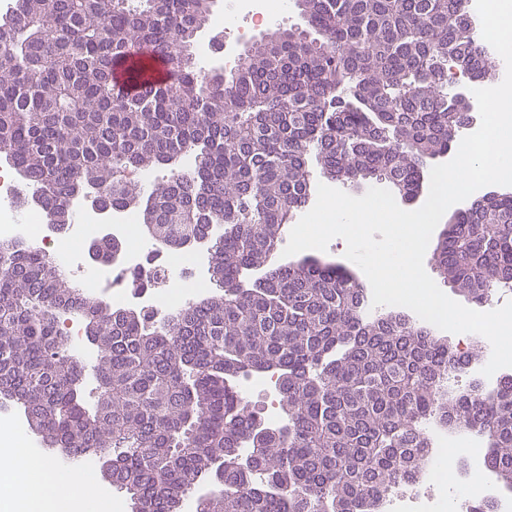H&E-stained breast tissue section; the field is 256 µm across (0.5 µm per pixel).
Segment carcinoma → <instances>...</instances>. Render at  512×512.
<instances>
[{
  "instance_id": "1",
  "label": "carcinoma",
  "mask_w": 512,
  "mask_h": 512,
  "mask_svg": "<svg viewBox=\"0 0 512 512\" xmlns=\"http://www.w3.org/2000/svg\"><path fill=\"white\" fill-rule=\"evenodd\" d=\"M297 4L308 29L257 41L224 77L194 57L209 0H17L0 22V155L46 219L65 230L80 193L137 204L155 242L185 255L210 241L216 285L149 325L34 244L0 243V399L52 447L97 459L140 512H181L205 482L198 512H384L389 487L420 474L432 423L483 438L512 491V375L455 391L470 361L427 323L367 317L364 286L336 264L268 266L312 199L309 156L344 184L413 192L475 120L454 68L479 87L499 55L461 28L469 0ZM186 152L195 165L179 170ZM154 167L172 176L147 194L126 177ZM124 251L96 241L102 262ZM432 260L479 306L512 291V194L459 212ZM72 313L92 365L62 334ZM259 374L276 376V423L243 394Z\"/></svg>"
}]
</instances>
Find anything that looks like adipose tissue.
I'll return each instance as SVG.
<instances>
[{"mask_svg": "<svg viewBox=\"0 0 512 512\" xmlns=\"http://www.w3.org/2000/svg\"><path fill=\"white\" fill-rule=\"evenodd\" d=\"M0 468L16 477V493L30 512H113L111 497L92 471L51 464L8 425L0 427Z\"/></svg>", "mask_w": 512, "mask_h": 512, "instance_id": "obj_1", "label": "adipose tissue"}]
</instances>
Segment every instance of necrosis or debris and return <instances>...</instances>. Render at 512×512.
<instances>
[{
    "mask_svg": "<svg viewBox=\"0 0 512 512\" xmlns=\"http://www.w3.org/2000/svg\"><path fill=\"white\" fill-rule=\"evenodd\" d=\"M26 188L21 184L13 168L0 167V242H33L43 251L60 261L62 269L76 275L81 285L91 287L99 300L107 305H136L157 318L166 317L172 309L191 304L207 288L205 278L194 272L195 260H185L181 268H174L163 250L148 242H140L137 248L128 251L119 264H92L85 250L66 249L67 241L84 238V227L88 224H134L138 221L135 209H104L89 204L86 199L76 198L71 206L81 222L60 233L49 227L47 222L23 224L20 214L34 216L40 213L37 203L21 206ZM141 271L146 284L139 291L131 290L128 275ZM434 443L427 460L424 482L396 485L385 496V512H479L480 499L469 496L465 487L473 474H481L487 488L492 489L491 500L494 512H512V493L497 490L496 479L486 471L480 455L467 458V466L459 471L456 494H449L444 483L441 453L448 444H461L460 436H447L437 430L432 434Z\"/></svg>",
    "mask_w": 512,
    "mask_h": 512,
    "instance_id": "4bbe7bcc",
    "label": "necrosis or debris"
}]
</instances>
